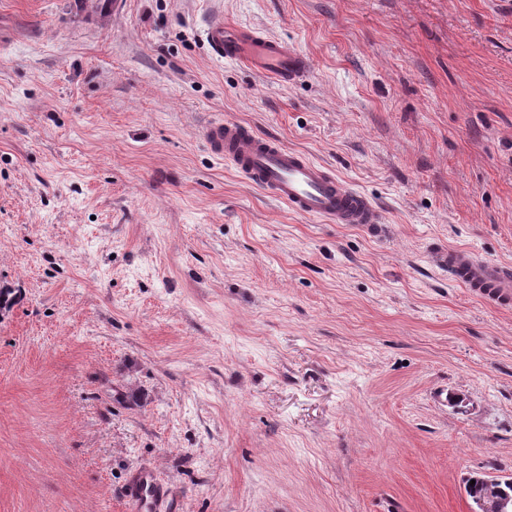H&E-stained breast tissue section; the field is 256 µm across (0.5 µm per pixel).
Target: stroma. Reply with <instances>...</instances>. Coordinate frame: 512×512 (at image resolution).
Masks as SVG:
<instances>
[{
	"instance_id": "obj_1",
	"label": "stroma",
	"mask_w": 512,
	"mask_h": 512,
	"mask_svg": "<svg viewBox=\"0 0 512 512\" xmlns=\"http://www.w3.org/2000/svg\"><path fill=\"white\" fill-rule=\"evenodd\" d=\"M293 43L281 85L214 17ZM249 123L379 206L288 211L213 157ZM512 0H0V512H467L512 474ZM206 37L217 57L238 61L282 85L293 84L310 72L308 58L292 44L259 31L224 26V20L218 19L209 25ZM428 254L435 268L448 275L453 284L501 309L512 308L511 263L491 262L469 248L451 247L443 242L432 244ZM125 501L133 512H179L162 478L150 468H139L128 478ZM471 480H475L480 491L468 497V512H512V499L504 497L500 479L476 474L465 476L463 482L471 487Z\"/></svg>"
}]
</instances>
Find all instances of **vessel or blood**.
Wrapping results in <instances>:
<instances>
[{"instance_id":"vessel-or-blood-1","label":"vessel or blood","mask_w":512,"mask_h":512,"mask_svg":"<svg viewBox=\"0 0 512 512\" xmlns=\"http://www.w3.org/2000/svg\"><path fill=\"white\" fill-rule=\"evenodd\" d=\"M207 42L217 57L238 61L283 85L310 72L308 58L292 44L256 30L225 25L220 19L209 25ZM202 138L214 156L294 214L326 224H355L371 235L382 234L380 210L367 195L278 138L236 120L206 123ZM428 254L453 284L499 308H512L511 263L491 262L471 249L441 242L432 244ZM124 495L132 512H179L164 481L150 468L137 469L129 476Z\"/></svg>"}]
</instances>
